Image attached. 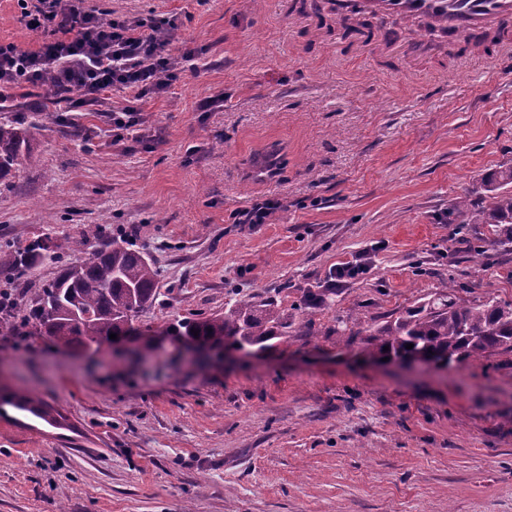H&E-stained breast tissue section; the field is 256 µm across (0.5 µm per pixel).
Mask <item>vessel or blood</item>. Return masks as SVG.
<instances>
[{
  "label": "vessel or blood",
  "instance_id": "b4317fda",
  "mask_svg": "<svg viewBox=\"0 0 512 512\" xmlns=\"http://www.w3.org/2000/svg\"><path fill=\"white\" fill-rule=\"evenodd\" d=\"M337 17L355 15L375 25L398 21L404 45L424 46V24L441 31L434 47L449 51L465 43L482 44L512 36V0H331Z\"/></svg>",
  "mask_w": 512,
  "mask_h": 512
}]
</instances>
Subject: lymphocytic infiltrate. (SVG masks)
<instances>
[{
    "label": "lymphocytic infiltrate",
    "mask_w": 512,
    "mask_h": 512,
    "mask_svg": "<svg viewBox=\"0 0 512 512\" xmlns=\"http://www.w3.org/2000/svg\"><path fill=\"white\" fill-rule=\"evenodd\" d=\"M17 6L20 22L46 41L36 50L0 44V102L10 90L40 87L48 74L55 104L69 112L103 105L116 89L143 99L168 90L199 56L170 52L181 26L175 15L108 18L86 0H17Z\"/></svg>",
    "instance_id": "obj_1"
}]
</instances>
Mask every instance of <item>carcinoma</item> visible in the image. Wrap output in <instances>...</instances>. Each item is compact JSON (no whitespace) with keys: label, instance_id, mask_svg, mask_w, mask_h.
<instances>
[{"label":"carcinoma","instance_id":"carcinoma-1","mask_svg":"<svg viewBox=\"0 0 512 512\" xmlns=\"http://www.w3.org/2000/svg\"><path fill=\"white\" fill-rule=\"evenodd\" d=\"M26 131L0 122V183L17 170L26 145ZM284 156L271 151L256 163L263 175L279 172ZM512 166L486 179L490 203L478 212L483 224L494 225V237L481 246L486 254L512 246ZM87 237L70 240L64 249L79 254L61 265L58 274L44 284L24 313L0 308V329L20 333L31 329L65 345L86 346L137 335L134 322L140 311L159 297L157 271L124 237H114L87 251ZM58 246L41 238L9 254L8 264L21 270L51 254ZM293 321L270 298L224 303V315L184 321L171 329L179 341L198 339L218 348L268 346L290 335ZM368 344L391 360L407 365L417 358L446 368L453 363L496 353H512V301L495 297L465 302L455 289L439 290L407 308L395 318L378 324ZM413 348L408 349L406 345ZM389 350H383V347ZM27 411L47 421L50 413L18 392H0V414L6 408Z\"/></svg>","mask_w":512,"mask_h":512}]
</instances>
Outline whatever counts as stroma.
<instances>
[{
	"label": "stroma",
	"mask_w": 512,
	"mask_h": 512,
	"mask_svg": "<svg viewBox=\"0 0 512 512\" xmlns=\"http://www.w3.org/2000/svg\"><path fill=\"white\" fill-rule=\"evenodd\" d=\"M88 2L182 15L172 53H204L167 92H113L111 108L141 110L118 142L110 111L58 113L41 91L40 110L0 109L28 131L0 184V252L61 247L19 278L20 310L88 225L125 236L159 273L136 320L155 345L133 363L0 330V388L61 415L0 416V512H512V354L439 370L336 334L450 284L512 301V251L476 257L490 225L461 235L450 212L512 166V50L386 49L345 37L326 0ZM273 145L286 168L252 180ZM265 199L268 223H236ZM362 252L367 271L335 287ZM256 294L296 328L260 355L193 364L164 334Z\"/></svg>",
	"instance_id": "1"
}]
</instances>
